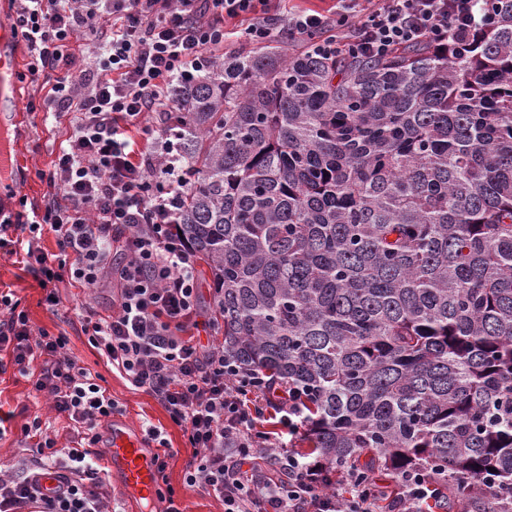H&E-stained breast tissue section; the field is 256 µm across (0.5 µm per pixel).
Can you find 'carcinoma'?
Instances as JSON below:
<instances>
[{"instance_id":"cac0c4a2","label":"carcinoma","mask_w":512,"mask_h":512,"mask_svg":"<svg viewBox=\"0 0 512 512\" xmlns=\"http://www.w3.org/2000/svg\"><path fill=\"white\" fill-rule=\"evenodd\" d=\"M467 51L286 34L175 86L181 237L224 356L304 392L293 447L441 512L512 504V0ZM493 473L501 503L474 480ZM437 480L422 471L411 470L404 472L399 478V491L393 500L391 512H434L428 509L429 501L435 494Z\"/></svg>"}]
</instances>
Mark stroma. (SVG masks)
<instances>
[{"mask_svg": "<svg viewBox=\"0 0 512 512\" xmlns=\"http://www.w3.org/2000/svg\"><path fill=\"white\" fill-rule=\"evenodd\" d=\"M71 130L69 116L55 119L46 117L41 111H27L18 126L6 133V140L18 157L16 176L21 185L19 198L7 200V208L18 209V201L23 198L28 207L44 209L49 201V189L39 173L50 168L60 142ZM25 259L22 252L0 256V290L15 293L27 311L33 329L64 336L67 350L83 367L98 375L100 384L119 406L118 412L99 429L101 440L97 448L101 453V467L109 465L113 424L122 423L137 430L145 424L157 426L171 450L165 471L166 482L174 489L183 512H224L220 499L201 487L186 484L184 471L190 449L181 428L171 422L165 408L153 396L135 390L113 371L83 332L79 314L87 309L101 316L110 314L111 289L103 286L89 295L66 277L57 284L60 304L48 307ZM36 418L41 421L44 435L56 439L58 444H68L72 436L71 422L36 395L31 378L20 376L11 368L0 372V466L18 467L32 458V442L24 438L23 428Z\"/></svg>", "mask_w": 512, "mask_h": 512, "instance_id": "obj_1", "label": "stroma"}]
</instances>
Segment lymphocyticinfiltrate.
<instances>
[{
    "label": "lymphocytic infiltrate",
    "instance_id": "1",
    "mask_svg": "<svg viewBox=\"0 0 512 512\" xmlns=\"http://www.w3.org/2000/svg\"><path fill=\"white\" fill-rule=\"evenodd\" d=\"M12 28L30 56L21 81L39 87L42 101L74 117V129L42 175L51 195L44 211L0 218L14 236H0V253L15 254L23 234L50 226L58 250L26 252V265L48 303L70 277L86 290L111 272L116 295L107 317L85 315V334L107 364L134 389L154 396L181 427L191 449L187 485L215 494L224 512H376L379 487L350 477L349 492L327 491L330 466L296 456L281 436L257 430L272 395L280 420L297 433L301 392L276 391L259 373L241 372L223 344H198L189 330L198 308L195 261L177 236L188 183L177 148V81L193 78L227 41L274 38L275 0H11ZM497 0H337L336 12L288 13L285 32L312 35L325 58H383L426 43L465 42L491 27ZM235 20L226 28L225 20ZM93 39L85 57L71 44L84 30ZM125 260L113 265L114 252ZM64 337L34 331L20 300L0 293V352L20 374L38 364L33 388L74 422L78 445L39 441L30 464L0 469V512H112L95 450L98 427L118 406L70 355ZM265 460L267 470L257 467ZM56 471L58 484L42 478ZM436 479L404 472L393 512H429Z\"/></svg>",
    "mask_w": 512,
    "mask_h": 512
}]
</instances>
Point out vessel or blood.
Here are the masks:
<instances>
[{"instance_id":"vessel-or-blood-1","label":"vessel or blood","mask_w":512,"mask_h":512,"mask_svg":"<svg viewBox=\"0 0 512 512\" xmlns=\"http://www.w3.org/2000/svg\"><path fill=\"white\" fill-rule=\"evenodd\" d=\"M18 52L11 28L0 25V128L20 121L22 113L13 93ZM141 433L120 428L112 432L111 464L123 479L124 490L139 499H151L157 487L156 467L145 450Z\"/></svg>"}]
</instances>
